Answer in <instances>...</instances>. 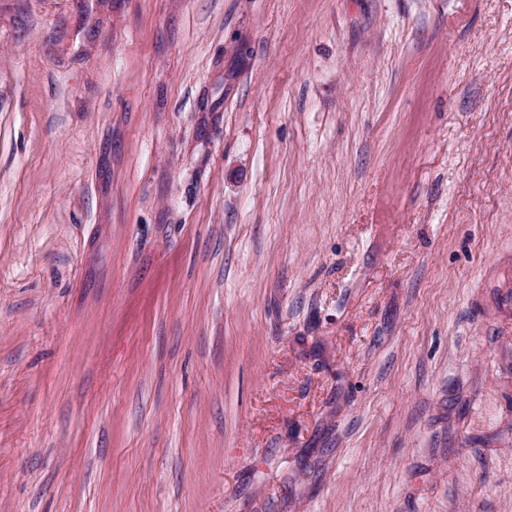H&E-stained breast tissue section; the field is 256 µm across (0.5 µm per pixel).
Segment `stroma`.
<instances>
[{"label":"stroma","instance_id":"35a3bbf8","mask_svg":"<svg viewBox=\"0 0 512 512\" xmlns=\"http://www.w3.org/2000/svg\"><path fill=\"white\" fill-rule=\"evenodd\" d=\"M0 512H512V0H0Z\"/></svg>","mask_w":512,"mask_h":512}]
</instances>
